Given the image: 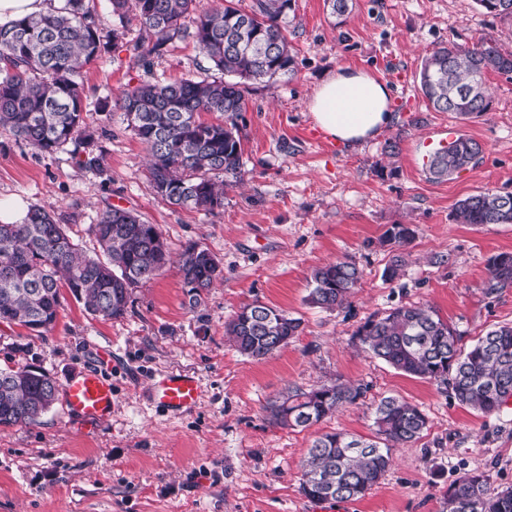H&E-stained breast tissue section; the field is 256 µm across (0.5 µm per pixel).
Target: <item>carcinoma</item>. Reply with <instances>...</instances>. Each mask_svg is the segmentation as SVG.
<instances>
[{
	"mask_svg": "<svg viewBox=\"0 0 512 512\" xmlns=\"http://www.w3.org/2000/svg\"><path fill=\"white\" fill-rule=\"evenodd\" d=\"M476 0L486 14L512 21L503 2ZM90 0H65L40 16L0 27V128L36 151L52 154L66 145L78 165L105 171L95 139L84 127L83 70L92 61L126 46L135 24L140 37L134 57L145 64L167 52L176 39L195 40L214 67L236 77L184 75L167 82L127 86L116 105L145 146L149 178L157 195L178 207L213 212L224 207V191L244 180L238 120L246 111L249 82L274 83L291 74L295 55L280 23L291 0H254L250 11L233 0L199 5L197 0H110L120 27L111 28L89 7ZM193 15V26L185 25ZM496 73L512 74V49L493 39L471 45L450 42L422 61L419 90L437 112L467 120L489 110L492 92L468 96L476 83ZM203 112L223 120L207 122ZM482 145L459 134L437 149L426 164L432 181L449 180L475 165ZM457 224H512V194L479 192L455 204ZM90 234L106 260L85 255L41 206L31 207L21 224H0V323L16 324L41 336L54 324L60 291L66 288L84 308L103 318L123 316L132 288L154 279L170 261L155 224L134 210L107 206ZM415 237L406 224H394L380 244L395 250L383 272L387 281L404 275L401 248ZM183 285L198 303L221 273L219 260L197 243L178 255ZM363 271L347 258L315 268L308 302L335 310L351 305ZM512 286V253L492 256L483 292L490 296ZM302 321L259 303L244 306L224 323V333L241 354L263 358L299 335ZM362 348L397 370L448 385L459 404L492 414L512 398V325L496 326L469 347L460 345L455 325L425 305H402L371 315L355 332ZM13 383L0 388V425L30 424L54 403L56 386L45 372L9 369ZM366 388L337 381L287 396L270 407L274 423L308 428L354 404ZM372 439L342 431L322 434L308 449L302 494L316 501H348L363 496L383 476L391 449L418 441L427 427L419 406L394 397L379 401ZM448 512H512V488L490 492V476L472 470L453 481L446 494Z\"/></svg>",
	"mask_w": 512,
	"mask_h": 512,
	"instance_id": "cac0c4a2",
	"label": "carcinoma"
}]
</instances>
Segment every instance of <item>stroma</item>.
Returning a JSON list of instances; mask_svg holds the SVG:
<instances>
[{"label": "stroma", "instance_id": "35a3bbf8", "mask_svg": "<svg viewBox=\"0 0 512 512\" xmlns=\"http://www.w3.org/2000/svg\"><path fill=\"white\" fill-rule=\"evenodd\" d=\"M282 24L296 71L250 85L239 122L244 183L214 212L154 193L145 148L113 105L129 85L216 75L192 39L144 66L123 50L85 68V123L105 174L79 167L69 149L40 153L0 129V199L54 213L87 255L99 252L88 228L112 205L158 225L172 252L195 242L223 268L196 304L173 262L133 289L122 317L91 315L65 289L45 335L0 325L1 369L38 368L59 386L94 369L113 392L111 419L90 428L58 400L35 423L0 426V512H447L445 493L463 472H487L495 489L512 486V403L490 415L461 406L446 385L369 357L355 337L371 314L405 304L432 306L466 345L512 324V286L491 296L481 288L489 259L512 252V224L452 219L465 196L512 193V78L490 74V110L464 121L434 111L418 89L433 48L483 38L507 45L512 23L486 15L476 0H354L341 18L325 0H291ZM340 66L368 70L393 89V123L355 149L325 139L307 107ZM452 127L481 143L482 158L457 177L430 181L428 156ZM390 142L399 151L393 161L384 153ZM395 224L412 225L415 238L404 276L387 282L390 253L378 240ZM346 256L363 271L351 308L310 305L311 271ZM253 302L302 321L298 336L261 359L224 335L225 321ZM172 370L204 386L199 404L177 416L150 398L153 380ZM339 379L367 385L365 398L303 430L270 422L272 402ZM387 396L426 413L422 438L393 450L364 497L306 498L300 484L312 441L335 429L372 437Z\"/></svg>", "mask_w": 512, "mask_h": 512}]
</instances>
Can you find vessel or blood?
<instances>
[{
    "mask_svg": "<svg viewBox=\"0 0 512 512\" xmlns=\"http://www.w3.org/2000/svg\"><path fill=\"white\" fill-rule=\"evenodd\" d=\"M150 393L159 407L170 413H179L198 404L203 386L194 374L176 370L156 380ZM63 400L68 414L88 422H99L112 415V385L94 370L81 372L68 380Z\"/></svg>",
    "mask_w": 512,
    "mask_h": 512,
    "instance_id": "1",
    "label": "vessel or blood"
}]
</instances>
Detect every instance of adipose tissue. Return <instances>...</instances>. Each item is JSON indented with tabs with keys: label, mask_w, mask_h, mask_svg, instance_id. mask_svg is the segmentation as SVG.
I'll use <instances>...</instances> for the list:
<instances>
[{
	"label": "adipose tissue",
	"mask_w": 512,
	"mask_h": 512,
	"mask_svg": "<svg viewBox=\"0 0 512 512\" xmlns=\"http://www.w3.org/2000/svg\"><path fill=\"white\" fill-rule=\"evenodd\" d=\"M308 110L325 136L355 146L374 138L391 122V90L368 71L340 67L316 87Z\"/></svg>",
	"instance_id": "obj_1"
}]
</instances>
